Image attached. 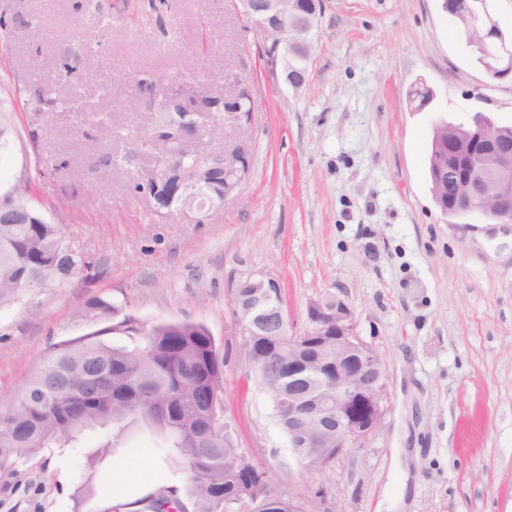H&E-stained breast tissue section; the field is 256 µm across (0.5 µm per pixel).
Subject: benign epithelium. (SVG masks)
<instances>
[{"label":"benign epithelium","instance_id":"7a95c632","mask_svg":"<svg viewBox=\"0 0 512 512\" xmlns=\"http://www.w3.org/2000/svg\"><path fill=\"white\" fill-rule=\"evenodd\" d=\"M245 27L263 31L264 49L271 67L281 68L284 80L295 89L309 80L313 39L325 12V0H239ZM494 23L488 7L458 19L465 47L487 72L504 80L512 76V37L500 34L499 52L488 54L483 29ZM166 112L183 113L189 125L187 145L202 144L199 132L217 120L233 124L238 141L224 154L205 155L206 163L224 168V184L204 182L196 173L188 186L170 192L156 189L150 200L155 211L166 215L176 209L198 214L207 196L226 201L240 194L251 174V94L240 81L228 84L224 104L245 106L214 112L202 99L186 100L179 89L158 93ZM459 162L448 167L452 194L448 204L457 212L478 211L492 220L512 223V147L498 138L492 124L477 126L465 152L453 150ZM280 286L264 274L250 275L233 286L236 323L243 336L242 349L253 363L252 342L257 336L288 341V390L276 403L277 421L288 445L310 472H323L333 461L370 446L384 415L387 386L385 364L378 349L358 329L353 308L328 295L307 305L304 328L288 329L280 301Z\"/></svg>","mask_w":512,"mask_h":512}]
</instances>
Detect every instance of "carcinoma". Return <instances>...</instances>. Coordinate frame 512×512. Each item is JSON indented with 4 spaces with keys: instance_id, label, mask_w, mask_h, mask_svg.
<instances>
[{
    "instance_id": "carcinoma-1",
    "label": "carcinoma",
    "mask_w": 512,
    "mask_h": 512,
    "mask_svg": "<svg viewBox=\"0 0 512 512\" xmlns=\"http://www.w3.org/2000/svg\"><path fill=\"white\" fill-rule=\"evenodd\" d=\"M482 4V0H445L453 17ZM76 57L62 59L50 86L32 87L38 110L53 111L73 100L71 73ZM409 102L421 110L432 100L424 86L410 90ZM166 126L159 138L151 130H127L124 154L113 165L146 160L148 177L133 185L134 192L151 194L156 186L189 177L205 158L181 152L185 129L168 112L158 113ZM14 127L10 112L0 107V147L8 144ZM452 143L430 144V179L448 170ZM0 203L27 207L32 219L0 221V307L9 305L29 288H45L56 280L93 278L97 265L67 241L64 225L51 224L32 208L30 198L0 195ZM118 312L116 303L92 296L82 316L99 322ZM119 329L131 337L130 346H106L92 333L52 348L36 372L9 401L0 405V473L12 474L19 461L42 448L71 447L87 432L126 428L140 422L163 437L151 452L183 467L194 512H228L234 504L249 503L247 512H288V501L269 494L268 470L250 463L238 452L221 416L224 406V352L202 325L169 323L144 325L125 319ZM259 381L275 394L279 368L288 362V343L275 347L265 337L255 341Z\"/></svg>"
}]
</instances>
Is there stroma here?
Here are the masks:
<instances>
[{
    "label": "stroma",
    "instance_id": "stroma-1",
    "mask_svg": "<svg viewBox=\"0 0 512 512\" xmlns=\"http://www.w3.org/2000/svg\"><path fill=\"white\" fill-rule=\"evenodd\" d=\"M0 15L31 24L22 38L0 33V102L15 128L0 190L41 168L32 206L99 270L0 308V401L57 345L95 332L128 344L121 318L200 324L226 356L223 421L273 491L305 500L324 486L330 512H512V224L448 217L427 166L439 122L480 112L512 125V80L486 78L441 0H329L298 90L269 71L266 35L243 30L238 0H0ZM69 52L79 102L120 127L157 120L135 69L175 88L197 73L213 96L238 74L253 94V172L240 195L198 224L155 215L129 188L141 162L114 168L111 146L85 138L83 113L38 112L19 92ZM419 84L433 93L421 110L408 99ZM252 274L277 280L296 331L309 300L340 296L385 360L382 428L327 472L296 461L244 357L232 287ZM95 295L120 309L107 324L81 316ZM108 440L116 449L100 456ZM156 442L138 423L41 449L0 474V512H119L122 461L185 497V473L149 454Z\"/></svg>",
    "mask_w": 512,
    "mask_h": 512
}]
</instances>
